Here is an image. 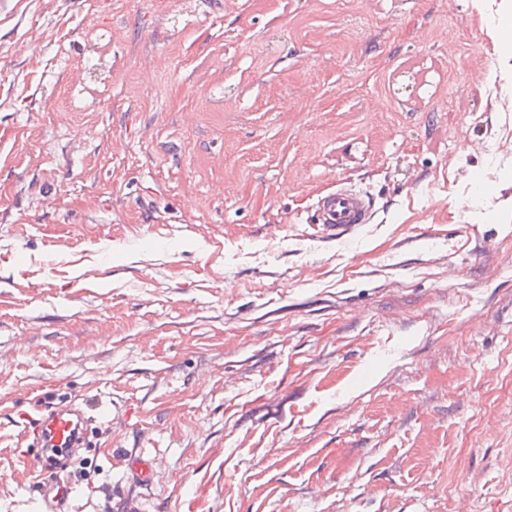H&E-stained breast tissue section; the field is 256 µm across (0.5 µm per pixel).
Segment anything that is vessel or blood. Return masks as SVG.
I'll return each mask as SVG.
<instances>
[{
	"label": "vessel or blood",
	"instance_id": "1",
	"mask_svg": "<svg viewBox=\"0 0 512 512\" xmlns=\"http://www.w3.org/2000/svg\"><path fill=\"white\" fill-rule=\"evenodd\" d=\"M373 212L374 203L366 193L340 185L317 200L314 229L343 239L358 225L370 223ZM94 422V416L75 403L47 407L29 422L25 433L39 451L31 463V477L40 512H71V487L62 476L63 465L86 444ZM126 461L133 481L153 484L154 466L144 453H129Z\"/></svg>",
	"mask_w": 512,
	"mask_h": 512
}]
</instances>
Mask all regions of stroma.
Instances as JSON below:
<instances>
[{"instance_id":"1","label":"stroma","mask_w":512,"mask_h":512,"mask_svg":"<svg viewBox=\"0 0 512 512\" xmlns=\"http://www.w3.org/2000/svg\"><path fill=\"white\" fill-rule=\"evenodd\" d=\"M10 2L0 512L70 402L79 505L512 512V0ZM339 183L374 218L315 237ZM133 481L140 485H153L155 480L154 466L142 452H130L124 459Z\"/></svg>"}]
</instances>
